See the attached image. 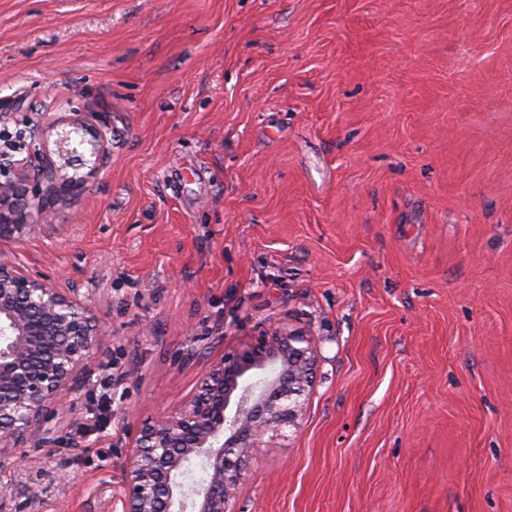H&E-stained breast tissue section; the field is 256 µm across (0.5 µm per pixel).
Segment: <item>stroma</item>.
Here are the masks:
<instances>
[{
    "label": "stroma",
    "instance_id": "stroma-1",
    "mask_svg": "<svg viewBox=\"0 0 512 512\" xmlns=\"http://www.w3.org/2000/svg\"><path fill=\"white\" fill-rule=\"evenodd\" d=\"M109 164L0 254L107 336L0 483L120 512L125 454L272 326L318 341L236 512H512V0H0V113Z\"/></svg>",
    "mask_w": 512,
    "mask_h": 512
}]
</instances>
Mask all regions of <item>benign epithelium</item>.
<instances>
[{"label":"benign epithelium","mask_w":512,"mask_h":512,"mask_svg":"<svg viewBox=\"0 0 512 512\" xmlns=\"http://www.w3.org/2000/svg\"><path fill=\"white\" fill-rule=\"evenodd\" d=\"M12 120L16 130L0 128V139L22 147L26 157L0 160L1 241L53 227L52 200L81 189L83 178L66 173L79 156L72 135L91 146L98 170L108 163L112 133L104 114L77 109L44 121ZM104 335L78 289L0 259V447L18 448L31 436L56 443L49 422L70 407L84 361ZM317 357L313 336L279 327L224 349L190 399L137 428L123 470L121 512H234L254 450L298 418ZM195 459L204 462L207 478L186 484L184 468Z\"/></svg>","instance_id":"1"}]
</instances>
